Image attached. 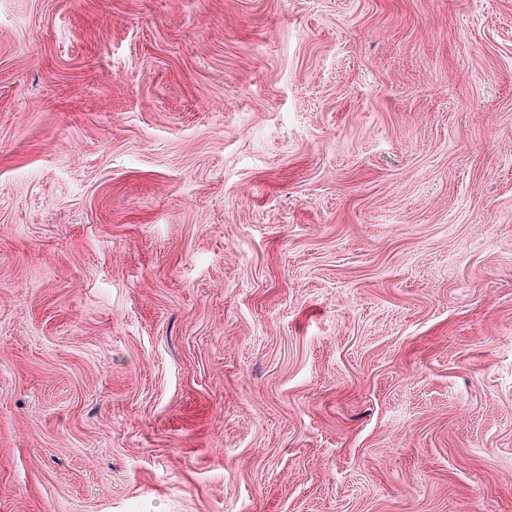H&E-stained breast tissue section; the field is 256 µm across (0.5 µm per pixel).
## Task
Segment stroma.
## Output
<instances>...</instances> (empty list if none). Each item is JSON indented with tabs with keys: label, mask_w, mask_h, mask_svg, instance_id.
Masks as SVG:
<instances>
[{
	"label": "stroma",
	"mask_w": 512,
	"mask_h": 512,
	"mask_svg": "<svg viewBox=\"0 0 512 512\" xmlns=\"http://www.w3.org/2000/svg\"><path fill=\"white\" fill-rule=\"evenodd\" d=\"M0 512H512V0H0Z\"/></svg>",
	"instance_id": "stroma-1"
}]
</instances>
